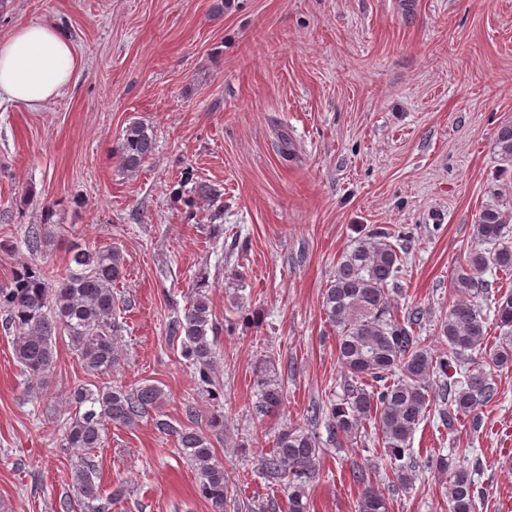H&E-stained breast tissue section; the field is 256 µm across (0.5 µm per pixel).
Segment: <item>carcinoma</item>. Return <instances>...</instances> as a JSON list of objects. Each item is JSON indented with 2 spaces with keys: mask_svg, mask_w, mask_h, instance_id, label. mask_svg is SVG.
I'll list each match as a JSON object with an SVG mask.
<instances>
[{
  "mask_svg": "<svg viewBox=\"0 0 512 512\" xmlns=\"http://www.w3.org/2000/svg\"><path fill=\"white\" fill-rule=\"evenodd\" d=\"M494 149L500 161L512 168L511 123L497 129ZM154 150L153 132L135 122L126 127L119 144V165L124 172L135 173ZM511 223L512 210L488 207L479 213L475 222L478 247L467 251L451 279L460 298L448 303V311L439 320L438 339L446 348L439 356L431 353L418 334L424 312L415 308L400 318L391 306L389 292L398 289L404 268L394 233L382 228L368 231L341 255L333 280L323 293L322 306L337 329V360L349 378L343 398L330 406L335 433L354 436L362 421L374 419L399 485H408L418 467L435 468L448 476V512H475L479 491L473 472L446 456L414 458L410 439L430 406L429 382L433 376L441 381L440 416L450 426L464 416L478 427L479 410L499 401L500 389L491 374L479 369L457 380L455 373L464 368L470 354L483 350L491 315L505 336L489 353L491 364H512V291L496 294L491 315L477 302L489 298L492 288L484 274L512 273V237L507 231ZM46 239V232L33 225L25 245L36 254ZM123 277L124 259L116 248L89 251L72 247L66 274L56 283L46 272L28 264L14 271L12 281L0 287V312L6 313V324L15 331V355L30 383L42 385L46 381L54 363L53 336L59 331L68 337L87 373L101 375L120 365L113 336L118 303L112 288ZM205 287L203 281L193 285L194 292L182 313L169 325V335L181 341L182 356L192 366L199 385L218 402L224 387L215 372L217 342ZM255 385L258 413L267 415L283 408V378L273 360L257 363ZM71 399L79 411L64 427V446L85 456L101 446L105 426L131 427L149 411L160 408L164 391L147 382L129 389L92 390L83 386L73 391ZM156 426L176 438L197 471L199 495L211 502L215 512H224L231 497L230 485L210 437L198 427L177 428L166 420L156 421ZM321 453L315 433L288 427L277 435L270 455L263 458L269 477L287 481L288 512H308L306 487L317 474ZM94 474V465L83 460L76 474L78 493L88 500L90 512H109L112 500L94 504L100 499ZM351 479L364 486L359 512H387L386 497L371 486L365 470H352Z\"/></svg>",
  "mask_w": 512,
  "mask_h": 512,
  "instance_id": "1",
  "label": "carcinoma"
}]
</instances>
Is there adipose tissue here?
Instances as JSON below:
<instances>
[{
  "label": "adipose tissue",
  "instance_id": "1",
  "mask_svg": "<svg viewBox=\"0 0 512 512\" xmlns=\"http://www.w3.org/2000/svg\"><path fill=\"white\" fill-rule=\"evenodd\" d=\"M81 68L80 55L59 26H21L0 39V100L39 108L59 98Z\"/></svg>",
  "mask_w": 512,
  "mask_h": 512
}]
</instances>
